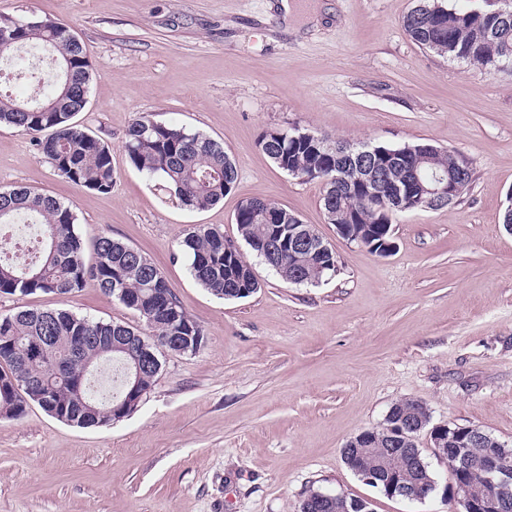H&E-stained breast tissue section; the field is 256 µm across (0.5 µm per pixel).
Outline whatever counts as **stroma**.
Wrapping results in <instances>:
<instances>
[{"mask_svg":"<svg viewBox=\"0 0 512 512\" xmlns=\"http://www.w3.org/2000/svg\"><path fill=\"white\" fill-rule=\"evenodd\" d=\"M0 0V17L69 26L95 69L74 120L108 144L114 183L77 186L37 135L0 125V191L27 187L72 207L85 245L138 249L201 326L202 348L168 353L128 417L100 427L39 405L0 419V512H297L310 489L373 512H459L428 432L418 444L436 481L421 502L390 498L347 467L342 448L381 427L402 399L434 425L473 426L512 447V76L415 44L417 0ZM223 143L238 179L223 201L184 207L161 177L133 167L125 133L140 114ZM299 126L350 143H431L457 150L474 178L453 206L397 214L395 248L370 254L326 223L323 186L278 168L264 131ZM263 198L314 225L338 271L283 281L253 260L260 289L224 300L189 272L180 242L194 226L239 240L242 200ZM143 328L94 282L68 298L0 293V315L59 309Z\"/></svg>","mask_w":512,"mask_h":512,"instance_id":"obj_1","label":"stroma"}]
</instances>
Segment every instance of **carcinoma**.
Returning <instances> with one entry per match:
<instances>
[{"label": "carcinoma", "instance_id": "cac0c4a2", "mask_svg": "<svg viewBox=\"0 0 512 512\" xmlns=\"http://www.w3.org/2000/svg\"><path fill=\"white\" fill-rule=\"evenodd\" d=\"M17 32L13 49L38 47L55 66L37 76L40 92L17 100L0 89V124L44 134L38 146L55 170L76 185L100 193L112 190L113 174L109 147L73 121L84 110L94 71L80 40L66 25L52 20L15 21L0 17V25ZM407 35L418 45L454 60L479 65L491 73L501 64H512V11L497 13L494 7L474 11L446 6L442 0H418L403 19ZM71 89H66L67 77ZM268 143L265 154L283 171L305 181L324 183L322 208L333 214L336 224L349 233L362 230L371 236L368 252L377 256L393 251L391 224L398 210L389 208L397 187L405 190L406 210L419 208V191L406 182L408 171L420 165L423 176L433 173L456 184L455 199L466 192L473 169L455 150L441 148L418 156L415 144L388 146L371 159L339 160L336 142L301 138L296 128L265 131L259 143ZM126 154L139 171L160 175L166 188L186 207L203 210L224 199L235 186L238 173L224 145L198 132L158 121L143 114L130 124L125 135ZM378 174L372 190L376 204L356 181L360 167ZM25 215L40 226L36 255L26 260L17 255L4 237L18 216ZM281 216V223L296 222L297 214L269 200L253 198L235 214L238 231L251 252H259L268 217ZM76 216L71 206L27 188L0 191V293L28 295L37 291L66 298L92 280L106 295L139 313L147 329L158 336H178L164 350L194 354L204 342L201 326L182 307L166 278L154 262L133 247L108 236L94 245V262L86 264L84 248L76 234ZM224 233L196 227L185 234L180 246L189 259L191 276L213 295L224 299L246 298L261 288L252 265L240 251L224 256ZM336 253L297 252L269 255L264 264L283 280L298 273L312 285L330 276ZM143 332L119 323L95 321L66 310H20L0 315V385L9 376L22 373L40 390L0 393V417L18 419L34 402L52 417L80 427L112 421V405L127 394V354L124 337ZM78 336H91L81 355L67 358ZM65 364L56 375L52 358ZM112 363V390L101 394L94 385L98 367ZM364 466L378 464L385 441L370 434L363 442ZM402 479L434 489L429 468L420 471L412 462H401Z\"/></svg>", "mask_w": 512, "mask_h": 512}]
</instances>
